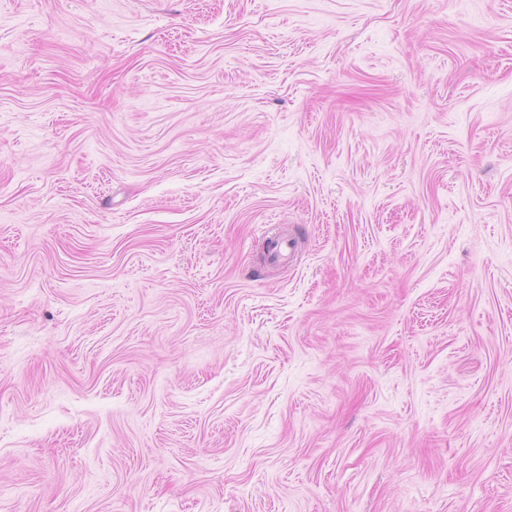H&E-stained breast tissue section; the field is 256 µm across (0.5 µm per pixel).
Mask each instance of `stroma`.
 I'll return each instance as SVG.
<instances>
[{"label": "stroma", "instance_id": "1", "mask_svg": "<svg viewBox=\"0 0 512 512\" xmlns=\"http://www.w3.org/2000/svg\"><path fill=\"white\" fill-rule=\"evenodd\" d=\"M0 512H512V0H0Z\"/></svg>", "mask_w": 512, "mask_h": 512}]
</instances>
